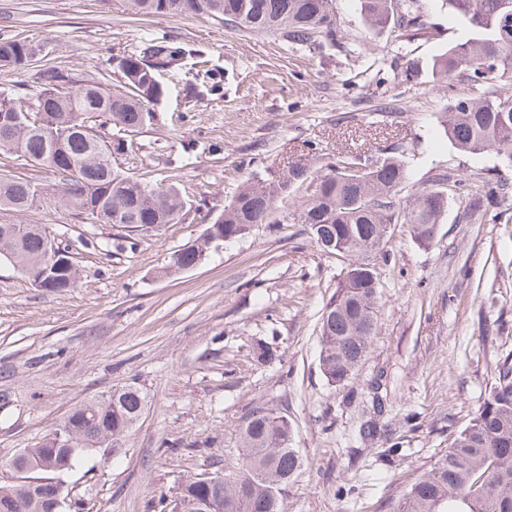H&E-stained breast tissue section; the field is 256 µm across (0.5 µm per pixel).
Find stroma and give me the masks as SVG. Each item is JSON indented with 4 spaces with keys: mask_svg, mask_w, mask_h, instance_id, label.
<instances>
[{
    "mask_svg": "<svg viewBox=\"0 0 512 512\" xmlns=\"http://www.w3.org/2000/svg\"><path fill=\"white\" fill-rule=\"evenodd\" d=\"M440 35L400 45L395 32L363 26L359 0H335L346 50L321 53L266 34L237 32L207 16H139L127 0H0V37L48 43L20 70L0 69V91L36 106L40 68L57 66L118 91L116 58L152 37L190 54L164 73L165 95L132 149L114 154L128 175L175 183L187 203L176 224L138 231L95 224L61 207L54 173L0 152V173L39 184L26 214L0 209V224H42L67 244L80 270L76 288H34L0 263V483L10 461L32 448L84 401L132 385L145 411L111 457L84 455L64 474L72 512H160L187 477L236 473L241 433L258 408L288 415L301 469L285 512H387L390 499L444 454L487 398L496 367L512 356V199L500 222L468 215L461 184H512L492 152L455 149L438 116L451 94L427 69L470 30L427 0ZM417 79L404 81L407 61ZM409 160L404 194L452 173L448 208L429 246L392 226L389 253L376 257L377 332L368 357L340 387L319 369V318L344 266L298 224L301 192L277 198L276 221L212 251L174 278L156 270L193 243L238 186L308 159L312 168L360 155ZM274 342L275 358L253 349ZM381 378L384 415L402 447L361 439L369 384Z\"/></svg>",
    "mask_w": 512,
    "mask_h": 512,
    "instance_id": "35a3bbf8",
    "label": "stroma"
}]
</instances>
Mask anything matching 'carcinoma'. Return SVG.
<instances>
[{
    "mask_svg": "<svg viewBox=\"0 0 512 512\" xmlns=\"http://www.w3.org/2000/svg\"><path fill=\"white\" fill-rule=\"evenodd\" d=\"M473 32L452 44L431 64L434 81L459 86L448 98L439 118L448 141L472 155L493 151L512 167V95L497 93L512 84V0H437ZM130 9L146 16L206 15L239 31L277 35L295 46L316 50L324 42H338L333 0H128ZM363 25L370 31L389 26L402 42L434 36L425 19L423 0H360ZM36 44L21 39L0 40V68L21 69L30 64ZM188 50L168 39H150L140 50L118 59L125 91L111 92L84 76L51 66L39 72L41 93L37 110L0 130V150L51 168L61 181L59 203L82 218L102 213L100 224L135 228L139 224H175L186 208L178 188L151 186L112 164V152L125 149L99 135L90 119L127 133L142 130L152 118L150 105L164 95L159 73L176 68ZM404 155L357 157L351 162L325 164L317 175L296 161L288 170L261 182L240 185L224 212L205 229L200 241L169 254L162 275L178 276L204 264L212 249L249 235L259 224H273L276 198L305 188L297 221L308 227L321 248L347 260L326 303L319 326V368L336 387L347 382L368 355L377 330L375 299L378 271L374 258L384 253V235L393 224H407L421 245L434 239L448 206L441 185L433 184L397 199L407 178ZM485 187L467 190L468 211L480 220H500L485 203ZM43 197L39 185L0 174V209L26 213ZM10 224H0V262L28 276L37 287L36 269L46 252L42 225L29 224L15 237ZM50 280V292L76 287L79 270L65 261L68 247ZM373 417L359 428L362 439L380 434L378 417L386 412L379 379L370 383ZM147 396L128 385L101 399L84 402L70 411L71 464L88 448H106L107 440H122L141 419ZM293 426L285 414L259 408L242 433L243 464L234 478L204 484L195 476L182 489L196 496L224 502V512H283L288 482L302 466L292 448ZM16 483L0 484V505L24 499ZM392 512H512V362L497 367L495 383L469 424L453 439L448 451L423 469L404 493L392 501Z\"/></svg>",
    "mask_w": 512,
    "mask_h": 512,
    "instance_id": "obj_1",
    "label": "carcinoma"
}]
</instances>
